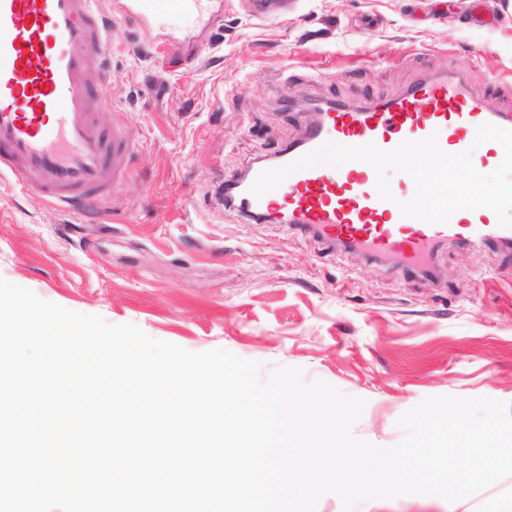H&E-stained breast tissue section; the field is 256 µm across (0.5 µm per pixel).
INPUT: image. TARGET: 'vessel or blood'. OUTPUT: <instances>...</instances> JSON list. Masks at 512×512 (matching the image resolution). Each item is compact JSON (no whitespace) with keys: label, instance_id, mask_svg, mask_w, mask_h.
I'll return each mask as SVG.
<instances>
[{"label":"vessel or blood","instance_id":"vessel-or-blood-1","mask_svg":"<svg viewBox=\"0 0 512 512\" xmlns=\"http://www.w3.org/2000/svg\"><path fill=\"white\" fill-rule=\"evenodd\" d=\"M214 3L127 0L117 18L99 0H0V175L66 211L96 207L119 190L130 174V135L99 122L107 106L100 87L112 79V28L122 17L146 28L165 15L203 28ZM494 120L463 83L425 82L382 105L324 109L303 147L283 150L279 163L290 164L328 141L390 151L433 134L445 153L459 154L472 146L478 126ZM286 183L287 192L276 200L246 187L233 200L249 216L281 212L290 226L326 241L373 258L400 259L407 273L444 241L467 246L512 239V228L500 226L488 209L458 211L445 224L402 215L398 203L414 191L413 182L394 200L382 199L375 170L361 161L304 168Z\"/></svg>","mask_w":512,"mask_h":512}]
</instances>
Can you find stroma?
Segmentation results:
<instances>
[{"instance_id": "1", "label": "stroma", "mask_w": 512, "mask_h": 512, "mask_svg": "<svg viewBox=\"0 0 512 512\" xmlns=\"http://www.w3.org/2000/svg\"><path fill=\"white\" fill-rule=\"evenodd\" d=\"M126 23L111 33L104 127L128 128L131 175L104 215L63 212L0 176V277L66 309L193 352L295 367L364 399L352 433L397 444L434 396L512 403V249L444 244L433 277L225 206L222 173L302 136L316 105L363 107L417 82L464 80L512 117V0H224L173 62ZM512 476L450 503L372 499L356 512H506Z\"/></svg>"}]
</instances>
